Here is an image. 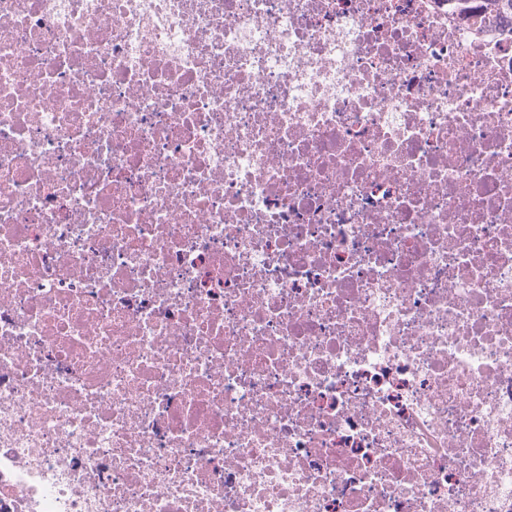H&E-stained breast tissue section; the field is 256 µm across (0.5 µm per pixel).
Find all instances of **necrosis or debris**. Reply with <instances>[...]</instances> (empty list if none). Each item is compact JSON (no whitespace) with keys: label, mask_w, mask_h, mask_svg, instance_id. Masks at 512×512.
Returning <instances> with one entry per match:
<instances>
[{"label":"necrosis or debris","mask_w":512,"mask_h":512,"mask_svg":"<svg viewBox=\"0 0 512 512\" xmlns=\"http://www.w3.org/2000/svg\"><path fill=\"white\" fill-rule=\"evenodd\" d=\"M0 512H512V19L0 0Z\"/></svg>","instance_id":"1"}]
</instances>
